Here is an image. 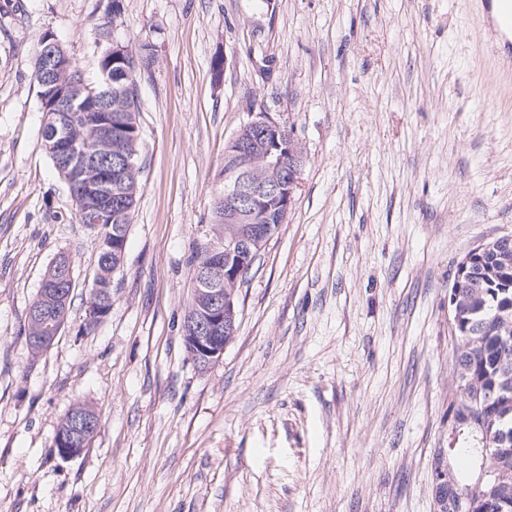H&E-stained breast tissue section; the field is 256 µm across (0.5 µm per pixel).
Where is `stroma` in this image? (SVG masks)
Instances as JSON below:
<instances>
[{
    "mask_svg": "<svg viewBox=\"0 0 512 512\" xmlns=\"http://www.w3.org/2000/svg\"><path fill=\"white\" fill-rule=\"evenodd\" d=\"M475 2L0 0V512H435V465L473 475L448 292L463 255L512 236V68ZM47 33L94 83L112 47L157 49L124 261L91 330L99 238L39 147ZM262 113L306 162L200 370L188 259L227 140ZM60 252L73 300L35 358L27 313ZM76 401L100 427L65 458Z\"/></svg>",
    "mask_w": 512,
    "mask_h": 512,
    "instance_id": "1",
    "label": "stroma"
}]
</instances>
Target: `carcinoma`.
<instances>
[{
    "mask_svg": "<svg viewBox=\"0 0 512 512\" xmlns=\"http://www.w3.org/2000/svg\"><path fill=\"white\" fill-rule=\"evenodd\" d=\"M137 69L149 68L155 49L143 43L136 49ZM497 249H471L464 258L473 279L449 296L460 323L450 319L451 331L461 340L455 366L461 388L456 416L478 437L481 448L472 449L475 461L487 468L490 478L474 484L454 479L453 487L438 500L439 512H470L467 498L491 493L499 498L503 512H512V437L495 443L504 423H512V389L495 394L503 369L512 373V263L503 265Z\"/></svg>",
    "mask_w": 512,
    "mask_h": 512,
    "instance_id": "carcinoma-1",
    "label": "carcinoma"
}]
</instances>
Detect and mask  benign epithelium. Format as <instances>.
<instances>
[{"label": "benign epithelium", "instance_id": "1", "mask_svg": "<svg viewBox=\"0 0 512 512\" xmlns=\"http://www.w3.org/2000/svg\"><path fill=\"white\" fill-rule=\"evenodd\" d=\"M41 58L46 83L56 84L71 65L65 50L46 34ZM105 89L97 94L76 81L59 85L53 96H41L45 114L40 149L55 163L67 185L78 181L81 196L74 200L80 211L104 225L101 235L111 237L110 253L122 263L128 226L112 224V212L121 211L125 196L137 191L132 176L137 170L136 151L124 145L129 135L140 139L138 114L128 112L129 124L112 126V109L127 112L122 106L130 87L113 85L112 69H101ZM72 112H97L100 133L94 144L73 123ZM305 154L284 126L263 114L243 123L224 149V224L212 230L213 238L202 244L201 260L195 266L194 305L183 321L182 337L193 364L205 370L221 360L237 328V292L243 272L253 267L275 236L274 224L280 210H290L298 187ZM112 260L103 263L93 284L95 299L89 302L87 319L99 321L112 305ZM45 301L67 298L74 286L72 262H58L54 275L44 279ZM38 326L55 324L48 335L37 330L34 341L47 347L53 344L67 320L66 313L39 305L32 311ZM99 417L91 406L74 410L57 432L55 447L62 457H75L87 449L97 432Z\"/></svg>", "mask_w": 512, "mask_h": 512}]
</instances>
